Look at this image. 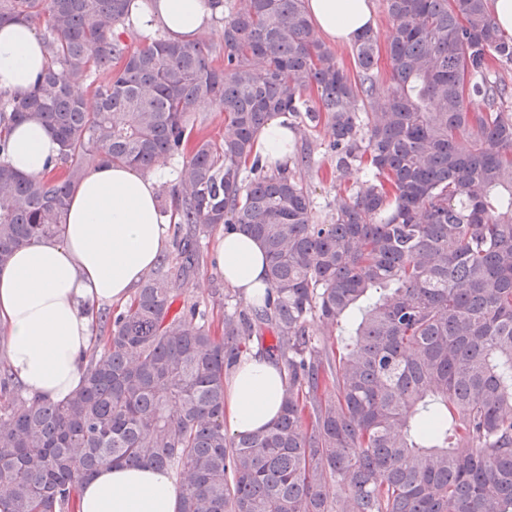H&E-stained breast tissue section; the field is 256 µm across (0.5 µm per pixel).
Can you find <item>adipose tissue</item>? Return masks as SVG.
Here are the masks:
<instances>
[{
  "label": "adipose tissue",
  "mask_w": 512,
  "mask_h": 512,
  "mask_svg": "<svg viewBox=\"0 0 512 512\" xmlns=\"http://www.w3.org/2000/svg\"><path fill=\"white\" fill-rule=\"evenodd\" d=\"M314 25L330 39L355 41L373 22L371 0H307ZM210 0H135L141 28H162L188 41L206 29ZM49 54L31 24L0 25V89L23 93L45 69ZM61 153L54 135L36 122L14 128L4 157L27 176L49 174ZM157 178L132 165L92 168L69 197L60 238L24 246L0 267V325L7 365L32 396L71 397L83 382L94 343V305L122 303L164 250ZM228 288L253 300L271 285L263 247L239 228L216 243ZM283 369L264 355L241 358L224 382V423L236 435L270 426L280 415ZM179 485L151 465H106L79 489L78 512H179Z\"/></svg>",
  "instance_id": "1"
}]
</instances>
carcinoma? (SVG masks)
I'll return each instance as SVG.
<instances>
[{
  "instance_id": "1",
  "label": "carcinoma",
  "mask_w": 512,
  "mask_h": 512,
  "mask_svg": "<svg viewBox=\"0 0 512 512\" xmlns=\"http://www.w3.org/2000/svg\"><path fill=\"white\" fill-rule=\"evenodd\" d=\"M131 3L0 0V23L43 24L50 55L31 90L0 91V154L27 120L62 147L47 176L0 161V267L59 234L89 168L177 162L159 212L176 272L164 255L144 275L80 389L23 398L0 368V512H74L101 466L144 463L179 471L180 512H512V114L489 78L512 38L486 0H386L383 91L374 32L352 73L304 0H237L217 65L204 40L130 48ZM205 102L224 112L218 140L195 135ZM274 116L331 128L339 182L367 170L331 223L297 171L253 156ZM218 224L260 241L273 287L219 335L196 305L174 308ZM267 329L281 415L230 436L225 376Z\"/></svg>"
}]
</instances>
